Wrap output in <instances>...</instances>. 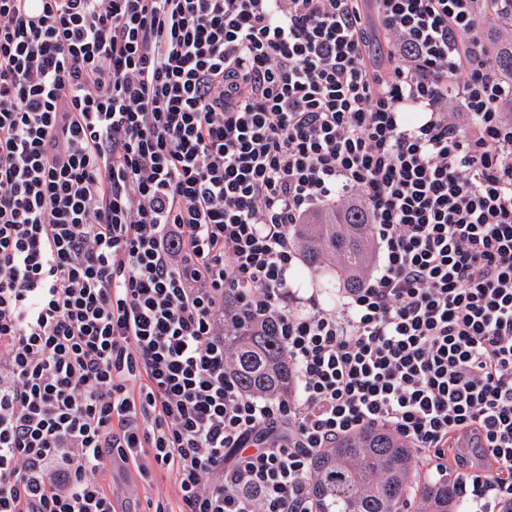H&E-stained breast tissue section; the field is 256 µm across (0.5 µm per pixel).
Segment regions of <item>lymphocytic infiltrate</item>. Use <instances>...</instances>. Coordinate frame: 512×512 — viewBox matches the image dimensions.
<instances>
[{
    "mask_svg": "<svg viewBox=\"0 0 512 512\" xmlns=\"http://www.w3.org/2000/svg\"><path fill=\"white\" fill-rule=\"evenodd\" d=\"M498 23L492 41L485 20ZM512 0H0V512H314L362 429L512 503ZM357 199L379 262L295 296ZM273 322L291 394L225 330ZM224 356L232 365L239 386L248 394L285 396L293 389L288 358L272 323L264 329L244 327L224 335ZM177 487L172 475L161 473L152 486L143 485L132 466L112 469V494L117 510H148L149 500L167 498L176 505Z\"/></svg>",
    "mask_w": 512,
    "mask_h": 512,
    "instance_id": "obj_1",
    "label": "lymphocytic infiltrate"
}]
</instances>
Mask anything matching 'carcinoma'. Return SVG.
I'll return each instance as SVG.
<instances>
[{
    "label": "carcinoma",
    "instance_id": "cac0c4a2",
    "mask_svg": "<svg viewBox=\"0 0 512 512\" xmlns=\"http://www.w3.org/2000/svg\"><path fill=\"white\" fill-rule=\"evenodd\" d=\"M305 262L327 266L351 288L362 284L372 225L365 210L344 206L296 227ZM224 356L239 386L255 396H286L293 389L288 358L275 326L238 328L224 337ZM413 452L395 435L369 428L318 453L310 467L314 512H406L418 499L424 512H462L455 482L411 479Z\"/></svg>",
    "mask_w": 512,
    "mask_h": 512
}]
</instances>
